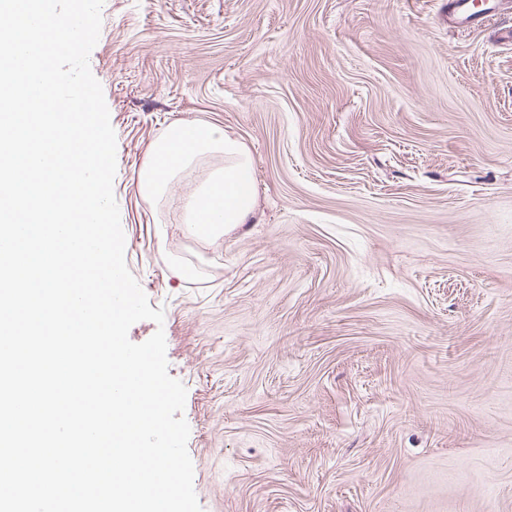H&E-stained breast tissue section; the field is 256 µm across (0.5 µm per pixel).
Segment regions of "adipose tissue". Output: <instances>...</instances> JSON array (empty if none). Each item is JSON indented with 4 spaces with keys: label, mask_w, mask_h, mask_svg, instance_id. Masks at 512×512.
Listing matches in <instances>:
<instances>
[{
    "label": "adipose tissue",
    "mask_w": 512,
    "mask_h": 512,
    "mask_svg": "<svg viewBox=\"0 0 512 512\" xmlns=\"http://www.w3.org/2000/svg\"><path fill=\"white\" fill-rule=\"evenodd\" d=\"M138 176L145 199L163 194L170 181L196 159L223 157L182 203L183 222L194 237L207 240L251 222L257 205L253 157L238 138L212 124L178 123L148 149Z\"/></svg>",
    "instance_id": "adipose-tissue-1"
}]
</instances>
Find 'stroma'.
I'll return each mask as SVG.
<instances>
[{"label": "stroma", "instance_id": "stroma-1", "mask_svg": "<svg viewBox=\"0 0 512 512\" xmlns=\"http://www.w3.org/2000/svg\"><path fill=\"white\" fill-rule=\"evenodd\" d=\"M446 0H104L89 58L127 266L164 324L202 512H512V44ZM206 122L254 221L200 240L138 186Z\"/></svg>", "mask_w": 512, "mask_h": 512}]
</instances>
